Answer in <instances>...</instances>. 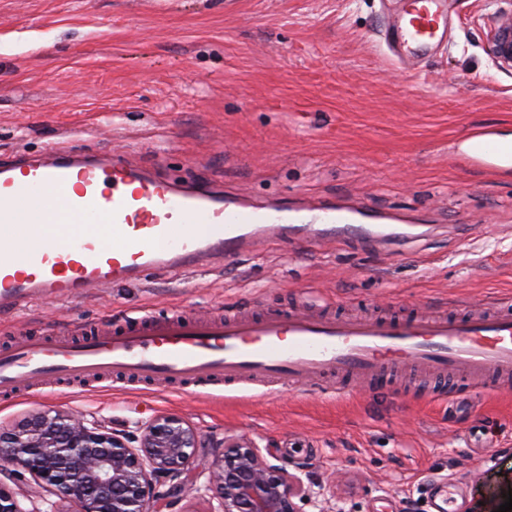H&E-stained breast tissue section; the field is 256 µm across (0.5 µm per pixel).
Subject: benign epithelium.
<instances>
[{"label":"benign epithelium","mask_w":512,"mask_h":512,"mask_svg":"<svg viewBox=\"0 0 512 512\" xmlns=\"http://www.w3.org/2000/svg\"><path fill=\"white\" fill-rule=\"evenodd\" d=\"M486 52L512 70V12L498 15ZM198 460L209 465L208 487L224 512H300L296 500L312 493L304 465L290 471L272 464L253 443L204 437L177 415H157L137 435L70 412L35 413L0 428V473L8 480L27 473L40 491L76 503L80 512L169 508ZM0 512H26L2 480Z\"/></svg>","instance_id":"obj_1"}]
</instances>
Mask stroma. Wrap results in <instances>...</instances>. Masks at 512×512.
Wrapping results in <instances>:
<instances>
[{"label":"stroma","mask_w":512,"mask_h":512,"mask_svg":"<svg viewBox=\"0 0 512 512\" xmlns=\"http://www.w3.org/2000/svg\"><path fill=\"white\" fill-rule=\"evenodd\" d=\"M402 0H0V156L80 145L129 151L163 178L204 173L254 206L366 212L384 247L342 235L261 241L221 266L0 313V344L73 338L145 310L213 315L310 302L372 315H451L512 299V159L476 134L512 135V73L485 51L512 0H448L445 38L395 63L384 34ZM72 411L138 433L175 414L201 434L308 466L301 512H465L512 491V392L455 399L242 384L187 394L97 383L0 401V426ZM10 486L30 512H78Z\"/></svg>","instance_id":"obj_1"}]
</instances>
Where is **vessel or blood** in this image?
Returning a JSON list of instances; mask_svg holds the SVG:
<instances>
[{"label": "vessel or blood", "mask_w": 512, "mask_h": 512, "mask_svg": "<svg viewBox=\"0 0 512 512\" xmlns=\"http://www.w3.org/2000/svg\"><path fill=\"white\" fill-rule=\"evenodd\" d=\"M445 23L444 0H409L387 38L423 50ZM321 224L342 225L361 248L379 246L378 234L336 209H250L211 182L162 180L115 155L69 147L0 157V309L67 300L158 271L192 273L260 239L317 236ZM406 368L417 373L416 390L442 395L459 381L512 385V306L459 317L425 310L336 317L288 307L223 319L149 312L77 342L37 337L1 347L0 399L96 379L167 380L184 391L267 380L337 394Z\"/></svg>", "instance_id": "vessel-or-blood-1"}]
</instances>
